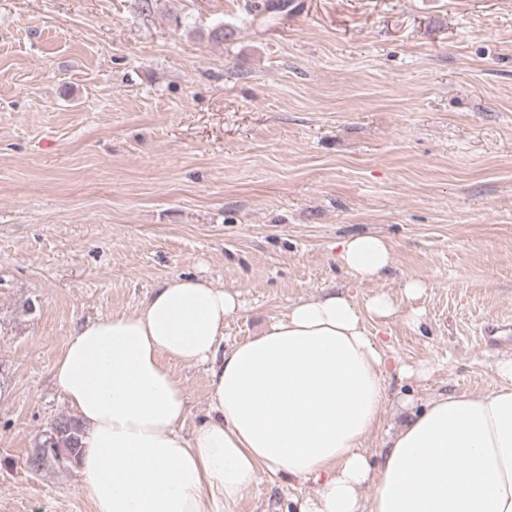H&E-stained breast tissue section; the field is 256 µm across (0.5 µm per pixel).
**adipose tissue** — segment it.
<instances>
[{
    "label": "adipose tissue",
    "mask_w": 512,
    "mask_h": 512,
    "mask_svg": "<svg viewBox=\"0 0 512 512\" xmlns=\"http://www.w3.org/2000/svg\"><path fill=\"white\" fill-rule=\"evenodd\" d=\"M335 259L373 282L393 255L366 234ZM238 307L211 280L176 276L140 311L69 339L51 375L83 427L76 467L93 512H228L260 469L315 483L298 512H512V360L489 391L432 399L375 470L364 440L387 398L386 353L363 315L393 316L390 295L362 311L346 293L302 299L222 348ZM173 360L208 366L206 417L189 433Z\"/></svg>",
    "instance_id": "adipose-tissue-1"
}]
</instances>
